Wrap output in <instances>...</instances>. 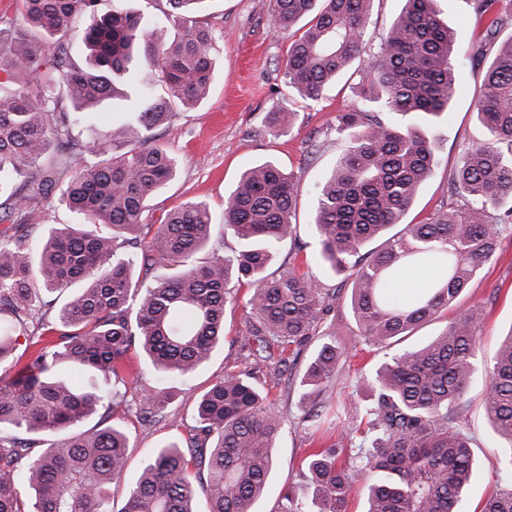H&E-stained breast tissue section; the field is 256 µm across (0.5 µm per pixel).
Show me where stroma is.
I'll list each match as a JSON object with an SVG mask.
<instances>
[{
	"instance_id": "35a3bbf8",
	"label": "stroma",
	"mask_w": 512,
	"mask_h": 512,
	"mask_svg": "<svg viewBox=\"0 0 512 512\" xmlns=\"http://www.w3.org/2000/svg\"><path fill=\"white\" fill-rule=\"evenodd\" d=\"M443 19L456 34L461 49H468L483 32L471 0H441ZM224 41L217 56L209 100L193 108L176 107L168 121L153 131L156 143L168 147L180 160L177 178L152 197L142 216L140 237L150 238L165 213L186 202L205 203L215 222L216 234L224 238V250L236 248V240L224 232V198L247 166L260 160H276L292 171L299 183L300 199L296 222L303 226L301 241L306 255H314L317 244L305 228L313 206V187L321 182L344 148L335 131L337 112L356 99L358 77L340 78L314 107L296 103L298 121L291 133L275 136L269 131V116L278 111L292 92L283 78L290 39L273 32L268 19V0H207L200 13ZM486 62L471 61L460 72L461 89L451 104L449 120L432 125L436 165L408 209L404 221L417 224L434 211L455 205L448 191V177L460 165L465 152L484 141L487 133L479 123L472 98L484 79ZM321 285L339 291L338 300L322 323L321 332L340 331L346 353L336 377L326 391L331 402L348 404L361 399L363 382L384 359L383 351L354 337L350 312L352 283L343 276L321 269ZM248 287H240L237 302L228 307L224 319V349L208 366L183 380L168 416L159 422H144L135 412L116 411L112 422L120 424L129 437L130 473H137L145 453L160 444L188 434L196 398L226 371L234 369L240 352L239 339L246 333ZM481 304L485 321L475 360L477 374L467 393V420L476 438L477 476L470 485L463 512H476L495 489L505 453L484 414L482 402L487 366L499 342L512 333V229L503 230L495 256L484 266L457 305ZM315 342L292 347L288 359L293 371L280 374L264 371V388L282 419L275 443L276 467L257 512H278L288 487L305 491L301 476L304 459L311 448L309 431L300 420L296 376L315 349Z\"/></svg>"
}]
</instances>
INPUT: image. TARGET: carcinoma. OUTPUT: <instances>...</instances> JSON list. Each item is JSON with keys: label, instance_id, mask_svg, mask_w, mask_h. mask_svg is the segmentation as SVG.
<instances>
[{"label": "carcinoma", "instance_id": "cac0c4a2", "mask_svg": "<svg viewBox=\"0 0 512 512\" xmlns=\"http://www.w3.org/2000/svg\"><path fill=\"white\" fill-rule=\"evenodd\" d=\"M374 2L270 0L273 31L292 34L284 81L296 98L320 101L362 61L359 102L336 114L346 149L314 199L315 261L352 279L351 311L370 345L389 349L425 322L446 323L378 365L334 444L308 454L311 498L290 489L279 512H348L359 472L370 476L365 512H459L477 471L466 393L484 308H453L497 252L502 226L512 224V35L498 39L512 11L503 0L473 3L488 26L466 59L488 61L474 101L488 137L450 175L459 204L391 234L433 173L424 127L449 115L462 60L440 0H402L380 44L370 45ZM166 3L148 24L126 0H16L28 29L0 27V365L15 370L0 386V512H195L200 493L209 512H256L281 428L257 371H228L204 391L187 438L147 453L119 509L111 490L127 475V434L118 424H84L126 404L133 350L158 375L136 413L165 418L173 383L223 346L235 286L252 289L241 349L256 365L287 364L285 348L316 336L334 299L309 271H270L281 244L299 239L297 185L273 160L245 169L224 198V231L239 243L231 253L197 260L212 247L213 218L201 203L169 211L150 240L135 238L149 200L180 166L150 132L174 106L207 101L221 38L194 16L203 0ZM76 36L82 61L72 50ZM119 85L134 93L127 111L112 113V130L93 108ZM387 113L405 123L387 122ZM297 115L282 106L274 133L291 132ZM51 154L75 170L67 183L46 162ZM48 200L84 223L51 227L34 245L36 206ZM154 264L170 273L140 277L138 268ZM414 266L434 271L427 288L411 300L392 296ZM20 335L35 346L24 362L14 357ZM344 353L336 336H319L299 383L302 422L311 429L327 406L314 394L336 377ZM68 369L85 374V383L64 380ZM487 377L483 406L509 448L499 475L509 488L480 512H512V332ZM348 446L354 450L341 463Z\"/></svg>", "mask_w": 512, "mask_h": 512}]
</instances>
